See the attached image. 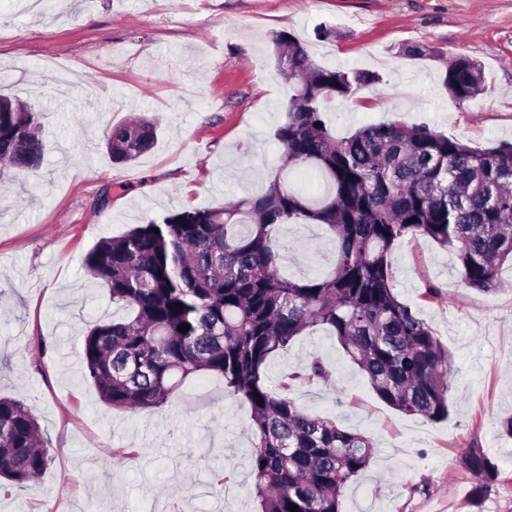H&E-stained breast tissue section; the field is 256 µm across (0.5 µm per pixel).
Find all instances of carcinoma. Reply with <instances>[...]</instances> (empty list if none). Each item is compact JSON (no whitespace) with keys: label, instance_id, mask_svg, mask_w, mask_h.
<instances>
[{"label":"carcinoma","instance_id":"obj_1","mask_svg":"<svg viewBox=\"0 0 512 512\" xmlns=\"http://www.w3.org/2000/svg\"><path fill=\"white\" fill-rule=\"evenodd\" d=\"M273 45L291 82L275 133L279 175L261 193L97 241L86 269L129 315L89 330L83 378L111 408L137 411L166 404L199 373L222 377L224 390L250 407L261 512H342L343 490L368 467L372 442L288 396L296 382L331 377L322 358L284 375L277 390L268 384V364L297 337L322 329L386 405L434 423L448 419V349L398 299L389 256L405 238L422 236L455 253L465 287L499 289L500 269L512 260V143L472 147L396 119L339 136L326 109L378 77L320 65L290 34H276ZM485 84L477 61L448 62L444 85L452 98L472 100ZM0 99L9 105L0 111L1 178L9 168L38 167L45 139L41 113ZM156 138L155 122L132 119L107 133L106 147L113 162L128 164ZM293 172L314 175L318 193L291 185ZM285 224L323 226L335 244L326 274L300 280L284 273ZM184 323L190 328L182 333ZM51 461L30 409L1 397L0 481L24 488ZM462 463L474 494H486L497 464L482 449L463 451Z\"/></svg>","mask_w":512,"mask_h":512}]
</instances>
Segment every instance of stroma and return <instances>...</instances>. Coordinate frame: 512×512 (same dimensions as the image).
Wrapping results in <instances>:
<instances>
[{
  "label": "stroma",
  "mask_w": 512,
  "mask_h": 512,
  "mask_svg": "<svg viewBox=\"0 0 512 512\" xmlns=\"http://www.w3.org/2000/svg\"><path fill=\"white\" fill-rule=\"evenodd\" d=\"M280 32L322 65L378 74L331 106L337 133L398 119L471 145L512 142V0H50L37 11L0 0V93L42 112L48 141L39 168L12 169L0 186V395L31 408L53 457L37 481L0 495V512H167L174 498L183 512H258L250 409L220 377L191 378L164 407L135 412L112 409L81 380L88 330L124 313L84 258L100 237L219 207L274 179L288 98L273 52ZM456 56L485 69L477 99L444 86ZM134 115L158 121L157 143L113 163L104 136ZM281 236L286 273L329 270L320 226ZM390 261L399 299L451 356L448 419L387 406L321 330L271 361L270 383L315 355L331 368L329 381L291 396L374 446L342 512H512V439L499 430L512 416V268L500 289L481 292L432 240H404ZM472 443L499 467L481 498L460 463ZM218 469L221 488L209 482Z\"/></svg>",
  "instance_id": "stroma-1"
}]
</instances>
